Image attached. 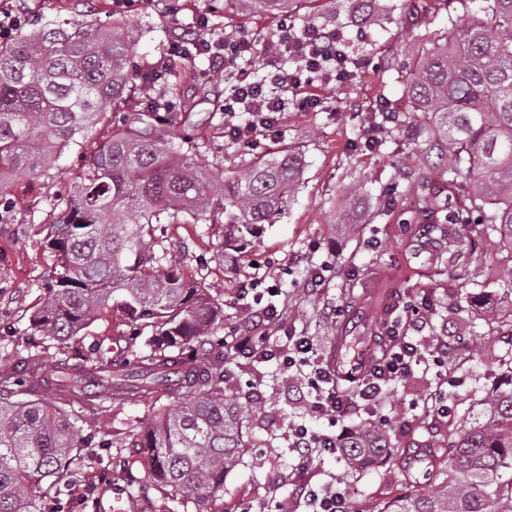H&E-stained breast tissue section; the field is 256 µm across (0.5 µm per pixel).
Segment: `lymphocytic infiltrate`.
<instances>
[{
	"mask_svg": "<svg viewBox=\"0 0 512 512\" xmlns=\"http://www.w3.org/2000/svg\"><path fill=\"white\" fill-rule=\"evenodd\" d=\"M194 40L202 51L209 53L211 65L217 71L229 68L253 49L248 37L237 34L214 40L198 34ZM338 42L335 33L317 27L300 32L294 24L280 22L264 50L263 79L254 81L246 71H239L224 98L225 125L230 137L245 147L257 146L260 137L278 127L289 96L300 97L302 107H317L321 102L314 75L317 68H326L327 78L346 82V70L336 64ZM286 55L293 61L292 68H285L281 63ZM243 112L249 119L241 124L237 118ZM263 299V293L254 296V316L262 327L261 333L232 337L225 341L224 350L235 359L265 356L279 359L285 370H301L309 389V407L326 420L327 426L316 431L303 423L290 425V445L297 452L295 472L312 469L320 456L344 455L350 446L372 451L373 435L340 427V417L352 408L367 417H375L390 385L407 381L422 363L430 361L439 368L448 365L447 346L424 334L433 313L430 295L414 297L404 317L384 323L382 335L370 341L368 365L347 389L340 385L339 369L314 347L309 337L291 336L283 341L275 336L273 328L278 313L276 308L265 305Z\"/></svg>",
	"mask_w": 512,
	"mask_h": 512,
	"instance_id": "f902f5d3",
	"label": "lymphocytic infiltrate"
}]
</instances>
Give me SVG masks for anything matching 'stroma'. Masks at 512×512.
Instances as JSON below:
<instances>
[{
    "instance_id": "35a3bbf8",
    "label": "stroma",
    "mask_w": 512,
    "mask_h": 512,
    "mask_svg": "<svg viewBox=\"0 0 512 512\" xmlns=\"http://www.w3.org/2000/svg\"><path fill=\"white\" fill-rule=\"evenodd\" d=\"M25 9L30 25L85 13L101 26L111 25L116 17L126 19L136 34L138 87L175 82L184 91L203 90L204 99L185 128L209 163L231 171L256 158L273 159L288 151L298 155L302 178L295 200L276 223L266 225L256 244L233 260L217 258L223 225L196 224L187 217L158 227V250L180 257L187 276L223 299L218 337L238 335L248 323L254 302L243 287L256 279L275 291L282 332L309 337L327 354L336 337L355 331L370 335L389 318L394 307L386 293H396L404 302L425 290L439 306L426 333L454 350L450 372L456 392L473 401L499 383L505 362L512 360V328L502 324L512 308V284L502 275L503 266L512 264V242L495 236L475 278L449 277L447 244L436 240L416 245L403 224L425 179L410 156L411 145L399 138L377 149L364 145L367 117L379 99H386L394 111L409 109L401 65L420 56L434 34L447 29L453 7L444 0H376L371 21L357 28L350 22L346 0H316L312 5L302 0L292 16L295 26L304 27L306 14L316 10L318 26L345 40L358 70L351 81L323 84L322 104L316 109L290 101L278 132L261 137L254 150L224 132V97L234 82L233 72L213 71L203 53L192 55L175 72L166 67L173 58L176 30L203 23L216 36L243 32L263 42L272 36L275 19L232 16L215 8L214 0H94L90 10L82 0H27ZM93 146L89 139L67 151L58 162L61 178L23 177L6 188L9 203L0 206V361L16 372H23L22 360L29 356L37 358L44 371H52L62 354L88 349L106 331L128 337L127 360L142 351L141 340L126 324L108 328L94 322L66 346L28 330L30 308L45 293L42 274L51 263L36 227L54 219L55 200L66 192L70 174L81 168L83 154ZM396 182L404 187V196L391 210L379 209V191ZM331 263L336 269L327 274L324 288L308 293L307 278ZM438 384L434 374H419L388 390L381 412L391 421L393 438L406 443L425 437L427 426L412 402L430 395ZM224 387L232 403L254 408L257 415L249 446L225 479L223 493L211 502L212 512H237L242 502L259 512L282 500L288 512H302L288 424L302 421L315 430L325 426L301 397L302 376L288 374L275 358L262 364L241 358L225 365ZM176 403L174 396L163 395L98 406L71 395L66 408L84 415L97 439L120 440L129 437L133 422L146 419L155 407ZM88 454L93 462L69 494L70 512H86L84 501L106 498L111 484L124 487L130 479L145 477L143 464L125 469L112 460L111 449L92 448ZM105 466L112 471L106 482L100 477ZM308 478L315 485L333 483L348 489L354 510L360 503L376 504L404 492L398 473L374 460L353 476L339 457L326 455L315 461Z\"/></svg>"
}]
</instances>
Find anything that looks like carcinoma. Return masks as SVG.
<instances>
[{
	"mask_svg": "<svg viewBox=\"0 0 512 512\" xmlns=\"http://www.w3.org/2000/svg\"><path fill=\"white\" fill-rule=\"evenodd\" d=\"M240 17L288 13L298 0H225ZM463 19L407 67L411 109L376 103L369 126L379 147L397 132L418 139L413 149L432 178L421 186L405 224L413 237L438 233L466 255L470 275L486 261L483 241L512 236V0H456ZM363 24L373 0H347ZM138 69L134 35L123 21L111 29L79 20H48L0 41V190L14 177L57 168L61 155L97 129L107 134L86 156L71 186L55 200V219L43 224L53 259L48 294L32 306V333L65 344L96 321L114 316L152 328L147 352L133 363L115 359L102 336L92 356L64 355L54 379L22 389L23 379L0 365V512H43L48 498L64 512V497L85 466L86 420L66 411L53 388L101 403L158 393L177 396L133 427L128 447L152 456L150 475L161 512H204L224 491V476L240 461L244 423L255 410L230 401L224 361L210 336L224 323V303L188 279L177 257L153 263L157 224L224 225V246L241 250L288 208L301 180L291 152L257 159L230 176L199 158L178 117H189L198 93L142 91L139 112L124 106ZM479 409L448 433L434 426L427 439L396 447L384 434L375 452L397 470L411 493L368 512H512V366L503 382L478 400ZM347 451V471L366 464Z\"/></svg>",
	"mask_w": 512,
	"mask_h": 512,
	"instance_id": "1",
	"label": "carcinoma"
}]
</instances>
